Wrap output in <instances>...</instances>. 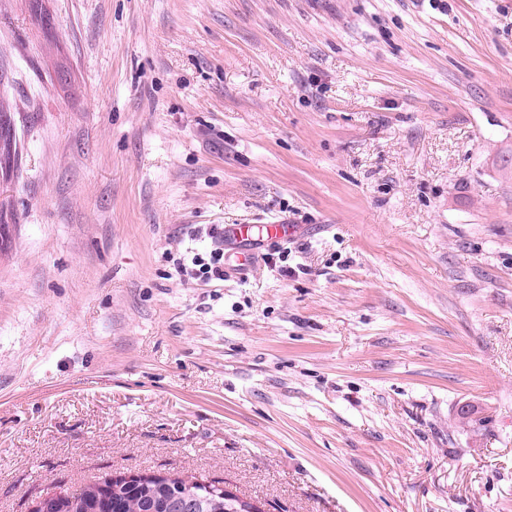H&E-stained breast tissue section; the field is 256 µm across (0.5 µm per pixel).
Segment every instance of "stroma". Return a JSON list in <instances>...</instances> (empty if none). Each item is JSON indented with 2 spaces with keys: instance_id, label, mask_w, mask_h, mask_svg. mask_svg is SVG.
Returning a JSON list of instances; mask_svg holds the SVG:
<instances>
[{
  "instance_id": "stroma-1",
  "label": "stroma",
  "mask_w": 512,
  "mask_h": 512,
  "mask_svg": "<svg viewBox=\"0 0 512 512\" xmlns=\"http://www.w3.org/2000/svg\"><path fill=\"white\" fill-rule=\"evenodd\" d=\"M43 7L0 0V512L146 470L512 512V0ZM293 224L288 221H279L277 224H229L224 227L223 243L216 244L209 252V262L197 254V262L200 266L197 278L203 281L224 280V251L227 258L225 269L228 274H238L250 267L254 260V254L250 250H243L238 244L246 243L254 248L260 247L266 242L283 241L291 237L294 232ZM239 250V252L237 251ZM234 256L235 264L229 260Z\"/></svg>"
}]
</instances>
